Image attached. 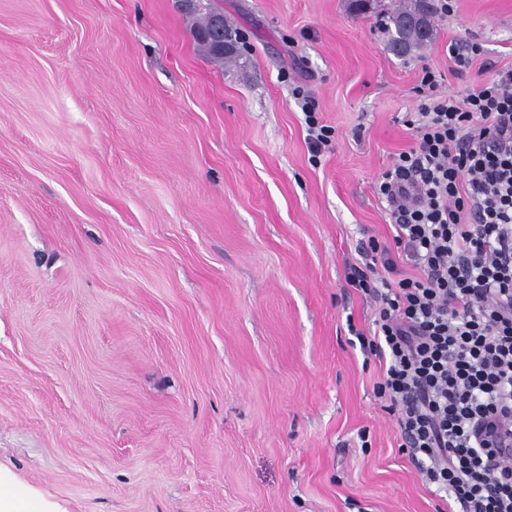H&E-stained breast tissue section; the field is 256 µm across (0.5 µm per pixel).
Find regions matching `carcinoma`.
<instances>
[{"instance_id":"cac0c4a2","label":"carcinoma","mask_w":512,"mask_h":512,"mask_svg":"<svg viewBox=\"0 0 512 512\" xmlns=\"http://www.w3.org/2000/svg\"><path fill=\"white\" fill-rule=\"evenodd\" d=\"M388 46L398 56H409L430 43L436 31L432 0H400L387 13Z\"/></svg>"}]
</instances>
